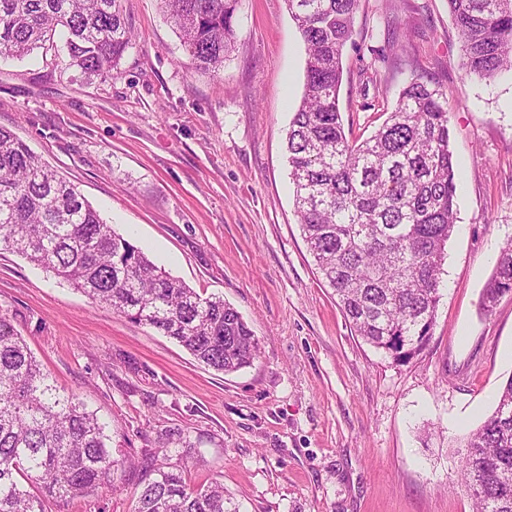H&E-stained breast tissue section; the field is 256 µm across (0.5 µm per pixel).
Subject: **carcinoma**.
<instances>
[{
	"mask_svg": "<svg viewBox=\"0 0 512 512\" xmlns=\"http://www.w3.org/2000/svg\"><path fill=\"white\" fill-rule=\"evenodd\" d=\"M190 65L223 67L238 0H161ZM305 45L304 91L287 133L295 214L322 280L351 330L395 360L421 350L439 302L445 247L455 228L457 180L448 97L415 80L363 140L345 133L337 97L361 0H286ZM460 66L493 78L512 71V0H448ZM131 41L120 0H0V55L36 51L85 78L117 73ZM53 273L130 320L177 341L224 374L259 347L239 311L203 296L118 234L78 186L0 128V249ZM512 293V241L497 256L481 306ZM105 424L57 392L8 313L0 311V512H47L45 500L98 487L117 460ZM163 461L134 512H239L211 481L192 486L168 449L189 436L156 431ZM460 480L475 512H512V376L494 412L466 441Z\"/></svg>",
	"mask_w": 512,
	"mask_h": 512,
	"instance_id": "carcinoma-1",
	"label": "carcinoma"
}]
</instances>
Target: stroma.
Wrapping results in <instances>:
<instances>
[{"instance_id":"35a3bbf8","label":"stroma","mask_w":512,"mask_h":512,"mask_svg":"<svg viewBox=\"0 0 512 512\" xmlns=\"http://www.w3.org/2000/svg\"><path fill=\"white\" fill-rule=\"evenodd\" d=\"M132 34L117 76L0 57V127L77 184L115 231L172 276L223 297L259 345L222 374L15 253L0 309L60 391L109 422L118 461L95 491L48 512H132L156 432L192 484L240 512H472L467 433L512 377V294L483 287L512 239V72L466 74L447 0H361L338 95L366 138L420 79L446 91L457 163L455 231L426 347L404 362L352 335L301 235L286 135L306 51L285 0H239L236 44L192 68L159 0H121Z\"/></svg>"}]
</instances>
